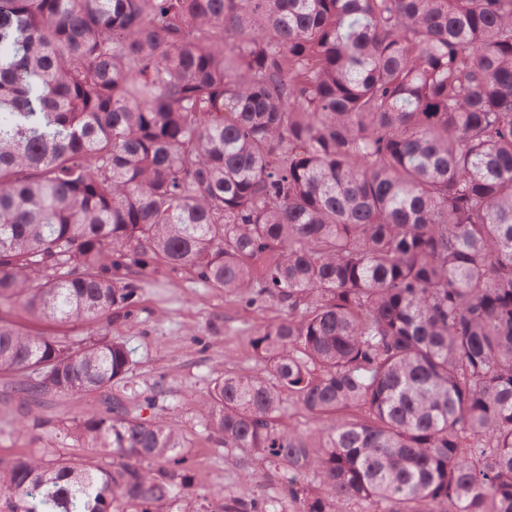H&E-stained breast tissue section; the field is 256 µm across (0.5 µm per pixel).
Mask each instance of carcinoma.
Listing matches in <instances>:
<instances>
[{
    "label": "carcinoma",
    "instance_id": "1",
    "mask_svg": "<svg viewBox=\"0 0 512 512\" xmlns=\"http://www.w3.org/2000/svg\"><path fill=\"white\" fill-rule=\"evenodd\" d=\"M165 273L282 312L200 410L296 512H512V0H0V308L101 323L0 316L21 420L99 402L0 512H172L182 433L112 393ZM12 317L21 325L31 327L37 331L46 332L55 337L66 338L67 340L79 342L87 337L89 327L84 323H68V324H47L33 323L28 320L27 316L21 309H15ZM96 406L92 396H57L50 395L47 398L46 408L42 412L44 419H58L82 416L90 412Z\"/></svg>",
    "mask_w": 512,
    "mask_h": 512
}]
</instances>
